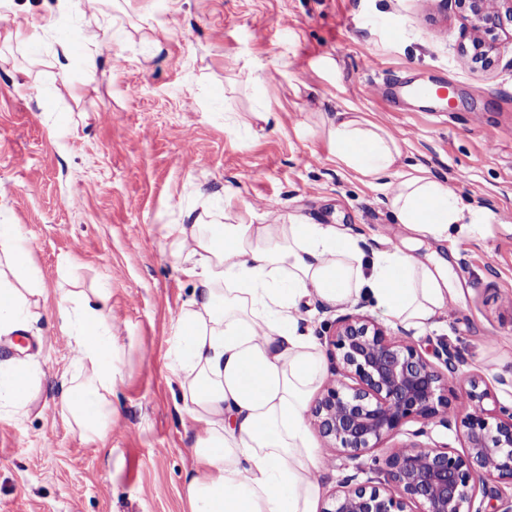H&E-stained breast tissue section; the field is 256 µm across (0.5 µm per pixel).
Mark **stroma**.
Returning <instances> with one entry per match:
<instances>
[{
    "mask_svg": "<svg viewBox=\"0 0 512 512\" xmlns=\"http://www.w3.org/2000/svg\"><path fill=\"white\" fill-rule=\"evenodd\" d=\"M0 224L18 225L43 296L27 337L0 360L28 361L39 389L25 409L0 411V512H189L195 422L181 411L168 354L194 291L171 254L173 227L210 212L223 223L334 224L365 252L400 247L426 264L448 261L456 290L426 328L387 324L423 351L460 352L455 408L467 378L512 405V40L473 71L462 22L444 0H0ZM85 32L68 74L60 43ZM94 54L96 72L84 65ZM446 81L453 109L397 104L380 87ZM136 86V96L127 87ZM355 112L396 139L386 176L430 175L489 213L476 234L437 241L394 221L385 184L337 162L326 129ZM106 289L122 377L103 440L81 435L61 403L75 374L60 330L62 294ZM382 315L368 301L300 306L321 336L338 316ZM318 506L344 480L371 475L310 434ZM463 448L456 429L407 422L386 442Z\"/></svg>",
    "mask_w": 512,
    "mask_h": 512,
    "instance_id": "obj_1",
    "label": "stroma"
}]
</instances>
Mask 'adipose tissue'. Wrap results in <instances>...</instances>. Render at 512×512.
<instances>
[{
	"instance_id": "1",
	"label": "adipose tissue",
	"mask_w": 512,
	"mask_h": 512,
	"mask_svg": "<svg viewBox=\"0 0 512 512\" xmlns=\"http://www.w3.org/2000/svg\"><path fill=\"white\" fill-rule=\"evenodd\" d=\"M337 159L368 181L395 168V138L356 113L330 122ZM398 223L437 240L452 227L480 231L485 218L427 175L389 186ZM174 253L194 278L192 299L176 318L169 368L179 379L184 411L202 428L187 481L191 512H315L316 450L305 423L309 398L323 377L314 337L304 333L301 302L331 306L362 299L390 320L425 327L454 297L441 267L401 248L364 253L359 237L332 224L176 225ZM28 278V247L19 228L0 224V261ZM95 298L65 296L61 328L73 342L77 378L64 383L63 406L88 440L102 439L112 418L118 366L116 327ZM35 370L0 362V407L24 408Z\"/></svg>"
}]
</instances>
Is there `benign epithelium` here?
I'll return each instance as SVG.
<instances>
[{
    "instance_id": "7a95c632",
    "label": "benign epithelium",
    "mask_w": 512,
    "mask_h": 512,
    "mask_svg": "<svg viewBox=\"0 0 512 512\" xmlns=\"http://www.w3.org/2000/svg\"><path fill=\"white\" fill-rule=\"evenodd\" d=\"M466 23L463 54L481 71L498 60V42L512 37V0H452ZM343 380L328 386L311 408L313 423L333 448L359 458L418 419L451 426L449 378L420 349L387 336L359 315L336 320L329 339ZM471 409L460 418L465 447L410 443L374 459V471L390 488L366 482L330 495L321 512H484L475 506L477 488L499 499L494 483L512 478V407L492 398L481 381L469 380Z\"/></svg>"
}]
</instances>
